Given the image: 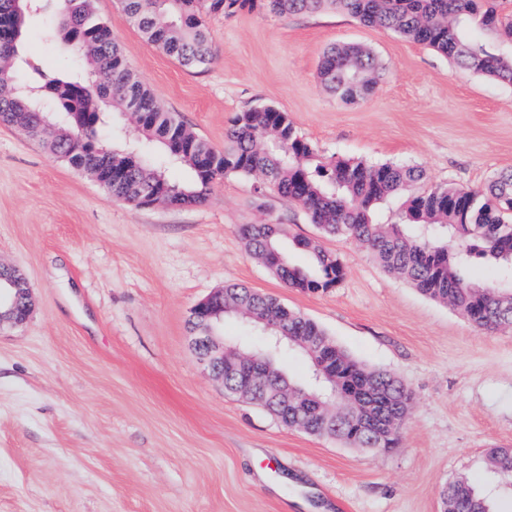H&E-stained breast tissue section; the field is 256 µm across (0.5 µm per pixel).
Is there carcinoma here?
I'll return each mask as SVG.
<instances>
[{"label": "carcinoma", "instance_id": "obj_1", "mask_svg": "<svg viewBox=\"0 0 512 512\" xmlns=\"http://www.w3.org/2000/svg\"><path fill=\"white\" fill-rule=\"evenodd\" d=\"M143 38L177 60L200 70L215 58L210 17H230L261 9L278 16L339 9L368 27L393 31L432 48L459 69L512 85V10L502 0H122ZM55 10L56 25L45 37L69 44L72 26L83 28L86 43L79 68L50 70L24 49L26 21ZM0 125L15 127L42 143L69 166L94 163L92 176L112 185V198L136 206H171L207 199L228 174L255 179V192H274L299 204L326 236L342 235L369 249L381 267L429 299L447 304L481 332L512 326V171L481 189L426 185L425 172L402 163H368L324 157L302 138L288 117L272 106L238 113L213 148L188 128L179 113L162 108L123 54L111 26L100 19L94 0H0ZM383 76L375 53L358 44L330 48L318 70L321 85L345 102L371 96ZM131 114L135 132L99 137L106 113ZM186 168L177 183L170 169ZM407 196L397 224H378L374 211L390 197ZM251 252L289 288L316 293L344 277L342 262L304 239L295 244L311 254L315 272L288 262L280 224H242ZM495 277L476 283L468 277L477 264ZM224 304L241 309L253 329L273 317L295 338L260 351L273 366L271 376L250 401L283 425L336 439L347 447L377 452L398 445L411 393L394 373L370 368L335 343L316 322L275 298L232 284ZM290 354L308 363L305 378L291 377ZM336 367V382L318 375L317 364ZM295 389L299 402L283 410L277 399ZM494 468L512 480V451L493 448ZM445 512H489L468 479L442 492Z\"/></svg>", "mask_w": 512, "mask_h": 512}]
</instances>
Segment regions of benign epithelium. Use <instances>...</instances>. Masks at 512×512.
<instances>
[{"instance_id": "1", "label": "benign epithelium", "mask_w": 512, "mask_h": 512, "mask_svg": "<svg viewBox=\"0 0 512 512\" xmlns=\"http://www.w3.org/2000/svg\"><path fill=\"white\" fill-rule=\"evenodd\" d=\"M6 281L10 291L0 289V325L19 326L25 323L31 312L29 289L24 278L16 270L0 265V281ZM224 322V290L220 289L191 310L188 319L190 343L210 371L224 378V358L231 357L236 363L235 376L246 374L247 380L239 385L241 390H251L261 385L270 371L267 359L246 354L224 342L218 325Z\"/></svg>"}]
</instances>
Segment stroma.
<instances>
[{"label":"stroma","instance_id":"1","mask_svg":"<svg viewBox=\"0 0 512 512\" xmlns=\"http://www.w3.org/2000/svg\"><path fill=\"white\" fill-rule=\"evenodd\" d=\"M97 15L165 108L223 148L238 112L272 106L327 156L485 185L512 169V85L340 12L210 19L217 49L189 70L148 44L120 0ZM370 47L376 93L349 104L317 79L333 44ZM241 224H280L338 255L345 276L304 293L250 254ZM0 264L25 275L32 310L0 330V512H440L470 479L492 512L512 481V330L484 334L387 273L355 240L322 237L298 204L225 176L206 203L115 201L94 180L0 126ZM227 284L276 297L412 404L396 448L365 453L288 428L228 396L188 340L191 309Z\"/></svg>","mask_w":512,"mask_h":512}]
</instances>
